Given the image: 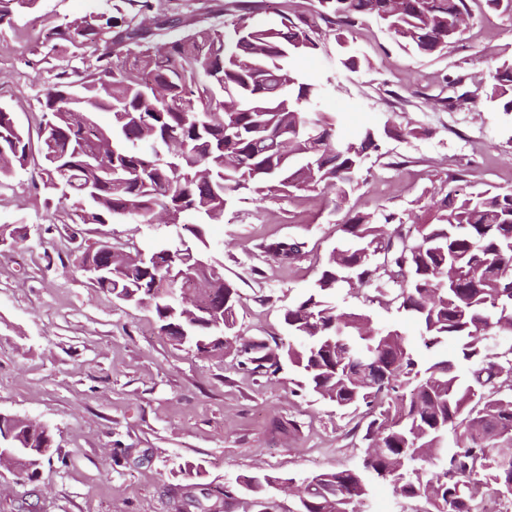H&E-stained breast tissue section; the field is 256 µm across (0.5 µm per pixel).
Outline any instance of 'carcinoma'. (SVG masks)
I'll return each mask as SVG.
<instances>
[{
	"label": "carcinoma",
	"mask_w": 512,
	"mask_h": 512,
	"mask_svg": "<svg viewBox=\"0 0 512 512\" xmlns=\"http://www.w3.org/2000/svg\"><path fill=\"white\" fill-rule=\"evenodd\" d=\"M38 0H0V27ZM314 17L290 16L271 0H232L231 21L186 26L154 11L152 0H114L52 28L54 44L91 48L93 69L73 67L44 90L43 120L59 136L30 131L0 107V179L42 160L44 185L56 198L53 220L106 224L117 216L150 222L158 213L195 243H164L141 251L112 246V272L94 287L147 308L159 330L183 327L199 354L224 355V343L206 320L181 317L169 290L191 282L224 296V325L236 324L237 288L210 263L206 226L224 219L241 191L264 201L290 189L331 187L348 194L366 156L392 137L426 135L410 127L365 125L354 137L341 131L338 112L323 110L326 86L293 61L322 51L320 35L344 41L363 19L382 22L394 38L423 56L442 52L472 18L468 0H318ZM271 9L273 25L252 22ZM124 55L117 64L113 57ZM486 105L512 119V59L490 74ZM110 114L102 125L96 114ZM432 199L434 218L417 238L393 212H350L341 241L302 299L284 309L292 342L246 354L251 370L275 374L285 356L299 387L324 397L336 393L341 410L366 407L372 419L361 441L360 470H336L296 486L300 512H360L377 481L432 512H486L484 495L512 496V190L455 187ZM304 243L282 240L266 251L284 265ZM388 299L418 328L411 338L398 325L376 332L370 316L336 305L344 278ZM454 340L452 358L428 352ZM467 368L466 374L458 366ZM16 464L27 469L43 442L16 420L0 418ZM269 474L239 475L224 496L203 483L167 488L174 512H230L238 494L260 498Z\"/></svg>",
	"instance_id": "1"
}]
</instances>
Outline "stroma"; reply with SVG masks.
Masks as SVG:
<instances>
[{
  "label": "stroma",
  "mask_w": 512,
  "mask_h": 512,
  "mask_svg": "<svg viewBox=\"0 0 512 512\" xmlns=\"http://www.w3.org/2000/svg\"><path fill=\"white\" fill-rule=\"evenodd\" d=\"M106 0H39L14 28L0 30V106L24 125L42 118L41 90L71 68L67 51L45 45L65 20L107 9ZM347 41L365 64L340 62L333 36L298 69L328 80L324 109L345 115L346 132L390 123L423 129L390 138L368 155L346 200L334 192L295 191L264 202L244 193L208 227L207 255L240 294L242 336L287 338L281 313L313 284L350 210L414 215L431 192L464 172L472 184L512 189V136L499 113L443 106V98L476 92L490 70L512 57V17L475 13L443 54L422 56L368 19ZM47 193L33 170L0 188V226L24 223L26 239L0 249V412L49 424L53 459L34 477L0 472V512H171L165 490L200 482L224 486L263 470L296 479L361 468L356 427L362 411H342L295 389L296 373L251 374L237 359H205L159 332L150 313L88 284L77 258L91 243L152 250L166 225L119 219L75 227L52 222ZM304 242L283 265L266 245Z\"/></svg>",
  "instance_id": "obj_1"
}]
</instances>
